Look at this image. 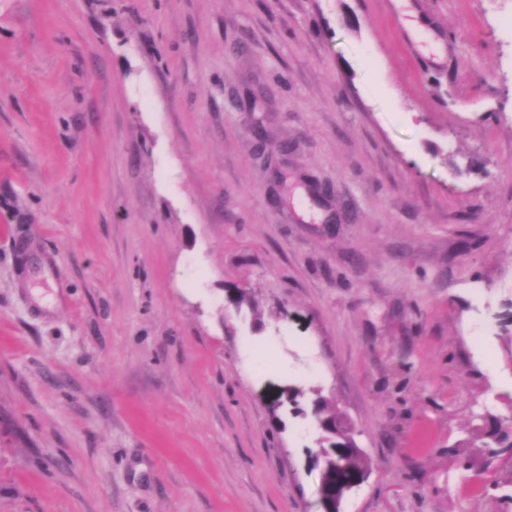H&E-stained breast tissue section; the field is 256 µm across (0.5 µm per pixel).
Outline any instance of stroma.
I'll list each match as a JSON object with an SVG mask.
<instances>
[{"instance_id": "stroma-1", "label": "stroma", "mask_w": 512, "mask_h": 512, "mask_svg": "<svg viewBox=\"0 0 512 512\" xmlns=\"http://www.w3.org/2000/svg\"><path fill=\"white\" fill-rule=\"evenodd\" d=\"M289 386L504 512L512 0H0V512H323ZM505 422L508 424L505 425ZM480 446L474 448H512V418L508 420L491 417V421L480 429Z\"/></svg>"}]
</instances>
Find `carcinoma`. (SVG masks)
Listing matches in <instances>:
<instances>
[{"label": "carcinoma", "instance_id": "1", "mask_svg": "<svg viewBox=\"0 0 512 512\" xmlns=\"http://www.w3.org/2000/svg\"><path fill=\"white\" fill-rule=\"evenodd\" d=\"M315 418L322 431L317 449L309 451L313 465L320 468L325 498L348 493L357 479L369 472L370 458L352 448L357 446L351 423L325 399H317ZM483 448H512V418L508 420L491 418L480 430Z\"/></svg>", "mask_w": 512, "mask_h": 512}]
</instances>
